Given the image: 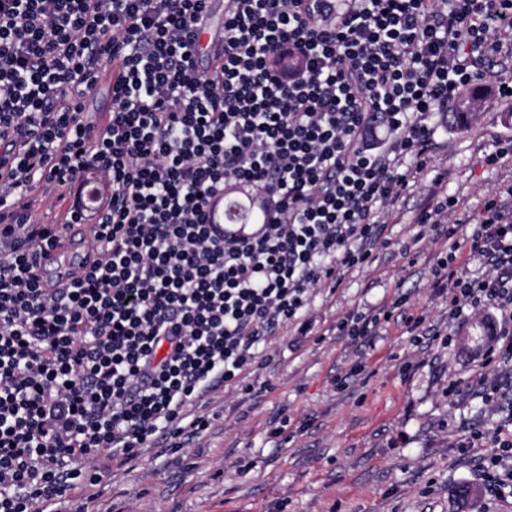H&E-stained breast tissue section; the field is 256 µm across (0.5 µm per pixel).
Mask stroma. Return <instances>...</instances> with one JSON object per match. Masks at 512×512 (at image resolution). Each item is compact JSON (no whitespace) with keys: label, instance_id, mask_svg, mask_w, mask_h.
Wrapping results in <instances>:
<instances>
[{"label":"stroma","instance_id":"1","mask_svg":"<svg viewBox=\"0 0 512 512\" xmlns=\"http://www.w3.org/2000/svg\"><path fill=\"white\" fill-rule=\"evenodd\" d=\"M499 76L512 79V56H499L483 77L488 93L469 127L450 128L443 115L433 122L439 149L428 174L444 175L465 215L477 214L489 190L512 183V152L496 165L483 162L493 140H512V101L498 97ZM424 192L415 188L391 213L392 247L336 293L316 294L297 324L271 338L256 372L267 392L218 391L220 416L200 447L173 462L151 451L127 470L104 473L86 512H455L464 485L479 490L475 512H512L511 494L488 489L484 449L461 445L504 419L469 384L485 353L469 336L480 323L494 344V315L472 316L448 345L414 341L405 324L409 314L439 327L448 321L446 303L427 286L445 241L426 238L411 258L397 249L418 231ZM402 295L404 310H394L378 336L355 344L336 334L349 313L391 308ZM356 363L357 380L337 389L336 375ZM452 380L465 384L453 405L443 395ZM283 421L285 433L271 437Z\"/></svg>","mask_w":512,"mask_h":512}]
</instances>
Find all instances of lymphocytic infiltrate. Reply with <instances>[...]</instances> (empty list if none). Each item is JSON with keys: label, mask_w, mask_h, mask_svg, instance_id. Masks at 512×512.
<instances>
[{"label": "lymphocytic infiltrate", "mask_w": 512, "mask_h": 512, "mask_svg": "<svg viewBox=\"0 0 512 512\" xmlns=\"http://www.w3.org/2000/svg\"><path fill=\"white\" fill-rule=\"evenodd\" d=\"M0 0V512L83 498L142 449L178 457L216 420L219 388L253 393L260 348L376 247L437 148L431 122L477 67L512 52V0ZM111 61L112 106L85 101ZM107 190L82 263L49 282L44 203ZM431 181L413 242L447 247L429 286L448 319L499 314L476 383L512 367V184L458 221ZM261 197L253 231L207 224L208 200ZM495 491L512 432L474 433Z\"/></svg>", "instance_id": "obj_1"}]
</instances>
